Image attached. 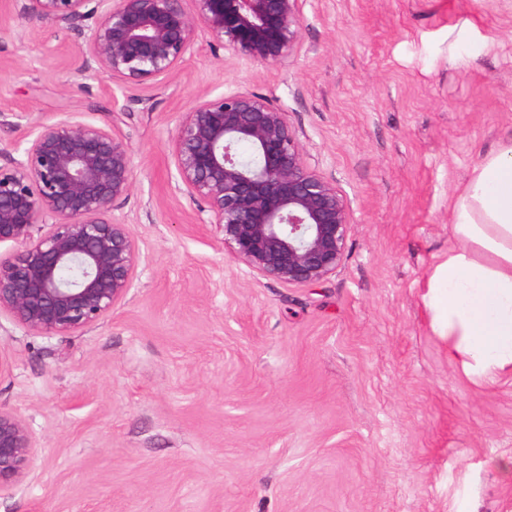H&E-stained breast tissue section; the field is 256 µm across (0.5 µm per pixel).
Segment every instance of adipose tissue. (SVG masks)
I'll return each instance as SVG.
<instances>
[{
	"label": "adipose tissue",
	"instance_id": "1",
	"mask_svg": "<svg viewBox=\"0 0 512 512\" xmlns=\"http://www.w3.org/2000/svg\"><path fill=\"white\" fill-rule=\"evenodd\" d=\"M453 245L428 280L448 361L472 381L512 378V138L449 202Z\"/></svg>",
	"mask_w": 512,
	"mask_h": 512
}]
</instances>
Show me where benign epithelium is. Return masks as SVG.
Listing matches in <instances>:
<instances>
[{"label":"benign epithelium","instance_id":"7a95c632","mask_svg":"<svg viewBox=\"0 0 512 512\" xmlns=\"http://www.w3.org/2000/svg\"><path fill=\"white\" fill-rule=\"evenodd\" d=\"M94 6H89V3ZM23 0L29 21L81 32L78 74L140 82L176 71L202 25L230 55L281 65L299 46L303 0ZM20 160L0 166V314L39 336L82 331L112 315L133 286L139 253L114 207L133 186L131 152L107 127L56 115L30 127ZM257 155L247 162L240 146ZM177 188L203 199L224 247L256 274L308 285L336 272L352 224L343 195L306 161L286 113L239 92L199 97L170 144ZM40 446L0 410V491Z\"/></svg>","mask_w":512,"mask_h":512}]
</instances>
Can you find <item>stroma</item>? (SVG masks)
<instances>
[{"instance_id":"35a3bbf8","label":"stroma","mask_w":512,"mask_h":512,"mask_svg":"<svg viewBox=\"0 0 512 512\" xmlns=\"http://www.w3.org/2000/svg\"><path fill=\"white\" fill-rule=\"evenodd\" d=\"M288 63L197 28L174 73L78 76V25L0 22V165L76 112L128 144L134 285L81 332L0 317V409L41 449L0 512H512V378L448 362L424 296L448 202L512 136V0H304ZM30 36L16 37L20 27ZM282 109L352 219L336 273L259 276L180 192L167 146L199 95Z\"/></svg>"}]
</instances>
